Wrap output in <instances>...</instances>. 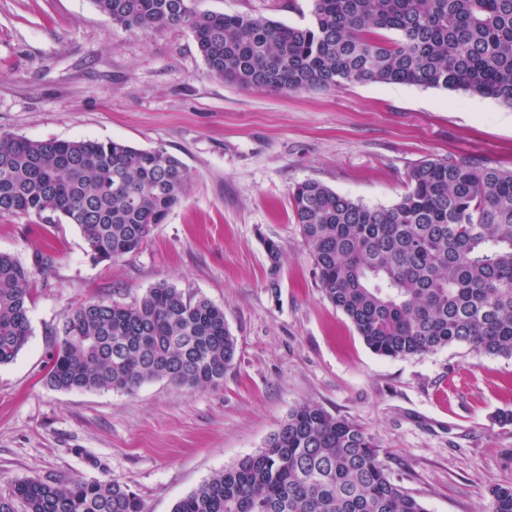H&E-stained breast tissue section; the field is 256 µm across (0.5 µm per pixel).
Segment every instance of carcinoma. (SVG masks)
Here are the masks:
<instances>
[{
    "instance_id": "1",
    "label": "carcinoma",
    "mask_w": 512,
    "mask_h": 512,
    "mask_svg": "<svg viewBox=\"0 0 512 512\" xmlns=\"http://www.w3.org/2000/svg\"><path fill=\"white\" fill-rule=\"evenodd\" d=\"M189 0H93L133 33L185 27L209 72L247 89L293 93L346 84L462 90L512 107V0H313V24L197 13ZM374 30L398 38L380 39ZM192 174L164 147L32 141L0 133V213L76 225L96 261L137 253L185 199ZM324 297L387 358L466 345L512 358V171L472 156L428 159L392 207H370L317 181L290 193ZM34 269L0 253V365L30 336ZM238 341L224 310L166 282L130 305L90 299L55 330L45 382L132 394L166 379L216 388ZM490 512H512V485ZM145 512L110 480H24L0 512ZM173 512H426L395 484L362 428L305 404L259 453L210 476Z\"/></svg>"
}]
</instances>
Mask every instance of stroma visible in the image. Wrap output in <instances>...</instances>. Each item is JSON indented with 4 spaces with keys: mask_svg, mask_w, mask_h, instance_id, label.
<instances>
[{
    "mask_svg": "<svg viewBox=\"0 0 512 512\" xmlns=\"http://www.w3.org/2000/svg\"><path fill=\"white\" fill-rule=\"evenodd\" d=\"M199 13L305 27L312 0H192ZM0 132L34 141L162 146L193 179L136 254L95 262L79 229L0 215V253H46L29 303L31 336L0 366V496L24 479L112 480L146 512L264 448L303 404L371 435L393 480L427 512H489L512 485V359L451 346L374 354L318 288L291 187L318 181L391 206L421 161L474 156L512 169V107L464 91L348 84L291 94L246 90L209 72L186 28L132 34L92 0H0ZM278 241L279 266L263 242ZM167 282L223 308L238 341L215 389L168 380L135 394L58 391L43 380L52 332L92 298L120 304ZM101 467L90 466V459Z\"/></svg>",
    "mask_w": 512,
    "mask_h": 512,
    "instance_id": "obj_1",
    "label": "stroma"
}]
</instances>
